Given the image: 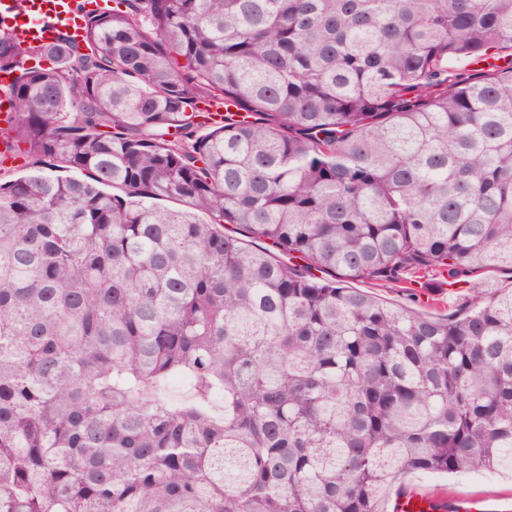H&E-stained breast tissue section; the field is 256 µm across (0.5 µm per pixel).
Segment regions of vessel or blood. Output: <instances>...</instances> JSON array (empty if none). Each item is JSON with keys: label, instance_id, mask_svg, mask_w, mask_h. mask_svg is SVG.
Segmentation results:
<instances>
[{"label": "vessel or blood", "instance_id": "1", "mask_svg": "<svg viewBox=\"0 0 512 512\" xmlns=\"http://www.w3.org/2000/svg\"><path fill=\"white\" fill-rule=\"evenodd\" d=\"M99 0H0V30L33 45L61 35L79 34L80 9H95ZM394 512H484L473 498L406 492L396 497Z\"/></svg>", "mask_w": 512, "mask_h": 512}]
</instances>
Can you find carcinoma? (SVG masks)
I'll return each mask as SVG.
<instances>
[{
  "label": "carcinoma",
  "instance_id": "carcinoma-1",
  "mask_svg": "<svg viewBox=\"0 0 512 512\" xmlns=\"http://www.w3.org/2000/svg\"><path fill=\"white\" fill-rule=\"evenodd\" d=\"M113 2L0 31L33 159L0 181V512H387L512 470V289L439 319L347 286L512 272V0ZM406 490L428 492L445 491L448 494L480 493L488 501V512H512V473L469 472L465 474L431 475L412 473L405 477ZM509 492L510 497H504Z\"/></svg>",
  "mask_w": 512,
  "mask_h": 512
}]
</instances>
